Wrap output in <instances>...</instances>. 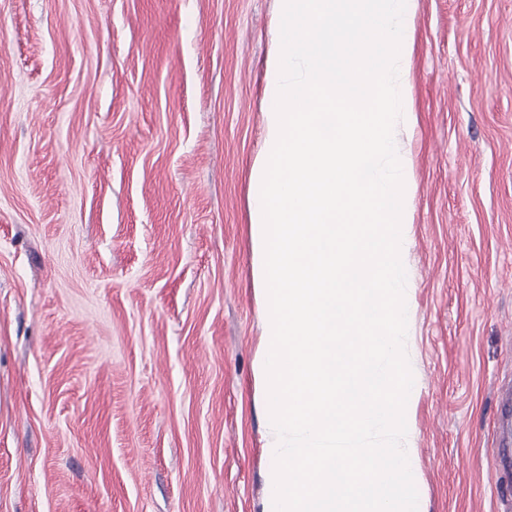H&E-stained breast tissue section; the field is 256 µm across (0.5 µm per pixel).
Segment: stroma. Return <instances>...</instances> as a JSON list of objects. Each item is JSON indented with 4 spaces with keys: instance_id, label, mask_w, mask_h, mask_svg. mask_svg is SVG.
Instances as JSON below:
<instances>
[{
    "instance_id": "stroma-1",
    "label": "stroma",
    "mask_w": 512,
    "mask_h": 512,
    "mask_svg": "<svg viewBox=\"0 0 512 512\" xmlns=\"http://www.w3.org/2000/svg\"><path fill=\"white\" fill-rule=\"evenodd\" d=\"M278 0H0V512H272L249 169ZM418 512H501L512 0H415Z\"/></svg>"
}]
</instances>
